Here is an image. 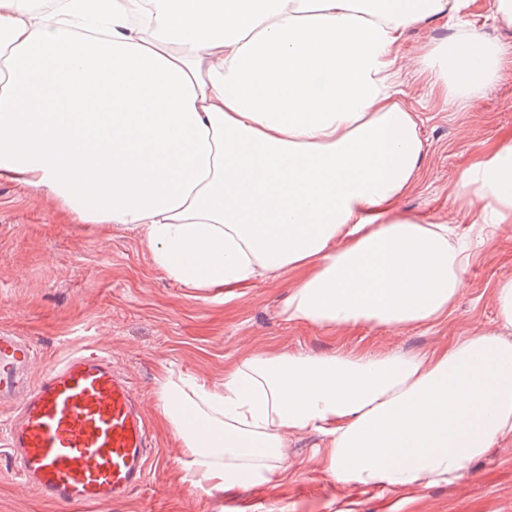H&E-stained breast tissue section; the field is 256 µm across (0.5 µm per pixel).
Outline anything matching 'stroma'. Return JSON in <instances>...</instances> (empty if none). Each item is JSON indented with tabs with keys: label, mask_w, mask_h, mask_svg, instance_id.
<instances>
[{
	"label": "stroma",
	"mask_w": 512,
	"mask_h": 512,
	"mask_svg": "<svg viewBox=\"0 0 512 512\" xmlns=\"http://www.w3.org/2000/svg\"><path fill=\"white\" fill-rule=\"evenodd\" d=\"M400 81L427 153L420 181L399 210L464 231L471 218L450 205L448 188L482 151L512 138V53L473 112L444 104L415 72H402ZM473 254L446 319L403 329L354 325L332 331L281 316L286 279L259 278L212 300L156 271L135 233L68 223L46 194L0 180V328L32 341L38 377L81 345L107 352L134 381L151 426L145 484L100 512H512V441L493 446L450 483L410 493L365 492L336 482L321 467L324 437L307 431L288 440L286 478L209 495L185 480L181 445L160 418L157 380L167 366L218 383L227 367L251 353L424 352L492 327L494 284L512 276V227L474 244ZM0 512L85 510L43 502L0 446Z\"/></svg>",
	"instance_id": "35a3bbf8"
}]
</instances>
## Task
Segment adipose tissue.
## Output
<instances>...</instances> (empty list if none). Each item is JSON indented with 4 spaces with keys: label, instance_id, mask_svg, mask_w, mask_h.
I'll return each mask as SVG.
<instances>
[{
    "label": "adipose tissue",
    "instance_id": "obj_1",
    "mask_svg": "<svg viewBox=\"0 0 512 512\" xmlns=\"http://www.w3.org/2000/svg\"><path fill=\"white\" fill-rule=\"evenodd\" d=\"M476 0H0V179L75 224L135 231L154 267L220 301L296 273L280 314L336 330L448 316L470 242L512 224V140L448 193L466 232L400 215L426 141L398 84L468 107L507 47L472 28L404 52ZM495 324L430 351L240 358L212 384L166 368L161 413L205 493L288 474L321 432L363 489L449 482L512 440V277Z\"/></svg>",
    "mask_w": 512,
    "mask_h": 512
}]
</instances>
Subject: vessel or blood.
Wrapping results in <instances>:
<instances>
[{
    "mask_svg": "<svg viewBox=\"0 0 512 512\" xmlns=\"http://www.w3.org/2000/svg\"><path fill=\"white\" fill-rule=\"evenodd\" d=\"M35 348L0 329V405L13 415L0 445L17 475L60 506L100 507L126 498L146 480L151 429L132 379L93 346L31 372Z\"/></svg>",
    "mask_w": 512,
    "mask_h": 512,
    "instance_id": "b4317fda",
    "label": "vessel or blood"
}]
</instances>
